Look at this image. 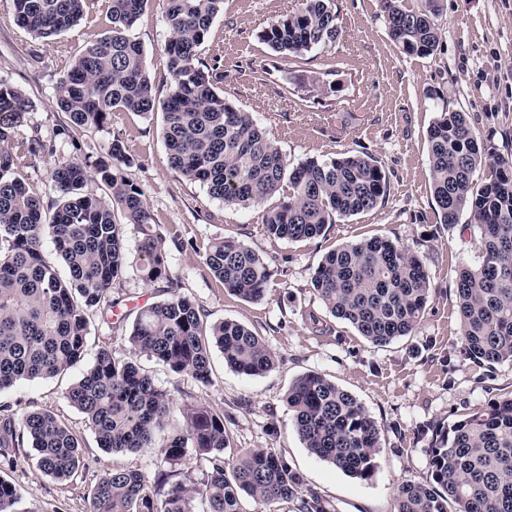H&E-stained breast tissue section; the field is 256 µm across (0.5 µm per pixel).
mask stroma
<instances>
[{
  "mask_svg": "<svg viewBox=\"0 0 512 512\" xmlns=\"http://www.w3.org/2000/svg\"><path fill=\"white\" fill-rule=\"evenodd\" d=\"M340 34L293 61L274 59L260 38L268 21L293 12L298 0H224V13L210 30L211 53L220 55L224 95L252 112L290 162L340 153H366L381 162L389 182L386 201L345 218L326 236L292 242L270 237L263 210L212 199L205 187L171 168L160 114L116 112L112 127L63 142L61 157L74 151L104 153L111 132L123 133L131 159L127 176L140 184L157 231L176 238L170 249V282H144L128 272L112 287L126 318L112 325L92 322L85 355L67 373L22 380L0 392V404L19 411L59 414L85 442L86 467L60 482L40 471L31 446L20 448L0 477L18 490L16 512H89L91 485L115 469L153 470L156 451L100 448L83 414L65 392L93 362L100 348L132 356L127 335L131 314L163 299L177 283L209 321L232 320L259 335L276 356L274 367L248 377L211 355L209 384L177 375L154 360L136 358L141 369L177 403L206 406L224 415L233 450L272 448L302 473L329 512H393L399 484L430 477L428 429L485 408L500 391L512 390V362L494 370L463 353L455 306L459 269L479 261V233L462 212L441 224L428 163L427 134L445 110L469 113L476 134L501 144L512 133V0H440L441 37L427 57L404 53L390 38L379 0H335ZM107 22L90 14L49 41L33 40L14 21L11 0H0V78L29 99L25 131L51 137L65 119L53 85L65 62L99 37ZM141 42L151 79L166 93L171 76L164 49L170 32L157 0L129 30ZM241 240L264 255L271 278L264 298L248 302L228 294L204 264L209 245ZM371 237H387L417 253L430 273L432 290L412 335L377 346L348 322L333 317L313 291L311 279L329 250ZM454 369H447L446 360ZM316 372L354 395L381 427L382 448L370 479L350 477L311 455L293 429L286 395L300 376Z\"/></svg>",
  "mask_w": 512,
  "mask_h": 512,
  "instance_id": "obj_1",
  "label": "stroma"
}]
</instances>
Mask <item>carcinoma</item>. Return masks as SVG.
<instances>
[{"label":"carcinoma","instance_id":"1","mask_svg":"<svg viewBox=\"0 0 512 512\" xmlns=\"http://www.w3.org/2000/svg\"><path fill=\"white\" fill-rule=\"evenodd\" d=\"M108 33L65 63L54 94L66 122L58 135L79 146L74 133L108 129L112 113L148 115L161 109L162 134L171 168L198 182L209 196L249 207L274 196L262 224L269 236L304 241L325 236L344 217L385 203L388 179L368 154L342 153L289 163L252 113L224 97L220 57L206 59V43L224 0H162L170 31L166 67L172 84L157 99L141 43L127 31L149 0H105ZM392 40L406 53L427 56L440 39L439 0L408 9L402 0H380ZM16 23L36 40L57 37L79 24L91 0H12ZM339 36L334 0H301L297 10L272 20L261 39L276 55L301 58ZM29 100L0 78V391L20 380L55 377L85 354L91 319L112 324L113 283L130 264L123 215L141 233L135 267L146 283H173L165 239L140 186L125 174V141L113 134L105 154L78 155L52 167L43 201L20 168L57 155L54 139L21 132ZM429 178L441 223L452 226L468 211L479 230L481 262L455 280L459 331L465 355L490 369L512 361V152L478 139L467 113L443 112L428 131ZM491 158L489 177L474 172ZM97 181L104 193L87 190ZM50 238L68 269L63 277L44 253ZM205 265L229 294L244 301L264 298L270 267L264 256L226 237L205 253ZM325 309L349 322L374 345L412 334L431 292L424 261L390 238L371 237L325 254L312 278ZM131 352L175 374L210 382L217 348L224 363L246 376L269 371L275 356L261 337L231 320L207 324L205 314L179 289L143 307L127 336ZM99 447L144 448L165 420L178 413L182 427L158 449V472L122 469L98 478L90 512H241L243 497L256 512L300 500V512H327L324 500L304 494L303 475L271 448L225 455L230 438L224 414L200 405L177 406L136 360L118 359L107 348L66 391ZM295 431L316 458L360 479L374 471L380 425L349 392L323 375L297 378L286 398ZM38 467L67 481L84 466L81 440L49 410L18 412L0 405V464L12 466L24 443ZM209 469L192 478V455ZM430 478L407 480L396 490L393 512H512V391L483 409L435 429ZM16 487L0 478V512H14Z\"/></svg>","mask_w":512,"mask_h":512}]
</instances>
